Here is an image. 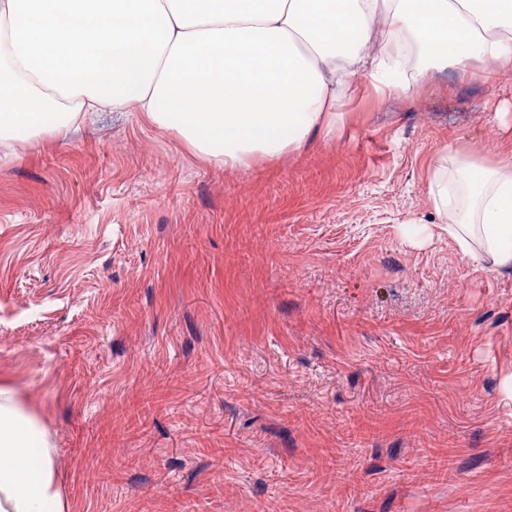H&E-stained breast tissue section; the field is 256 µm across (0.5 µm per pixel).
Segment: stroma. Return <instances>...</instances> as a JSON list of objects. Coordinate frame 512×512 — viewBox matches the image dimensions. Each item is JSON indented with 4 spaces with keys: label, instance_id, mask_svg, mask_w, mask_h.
<instances>
[{
    "label": "stroma",
    "instance_id": "stroma-1",
    "mask_svg": "<svg viewBox=\"0 0 512 512\" xmlns=\"http://www.w3.org/2000/svg\"><path fill=\"white\" fill-rule=\"evenodd\" d=\"M339 110L235 168L134 112L0 142V381L65 512H512V273L428 194L512 156V71Z\"/></svg>",
    "mask_w": 512,
    "mask_h": 512
}]
</instances>
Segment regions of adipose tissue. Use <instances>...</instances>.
Wrapping results in <instances>:
<instances>
[{
    "instance_id": "obj_1",
    "label": "adipose tissue",
    "mask_w": 512,
    "mask_h": 512,
    "mask_svg": "<svg viewBox=\"0 0 512 512\" xmlns=\"http://www.w3.org/2000/svg\"><path fill=\"white\" fill-rule=\"evenodd\" d=\"M412 41L408 80L392 49ZM474 64L512 71V0H0V140L140 112L205 161L273 162L335 131L358 73L385 95ZM429 195L463 259L512 270V157L450 155ZM0 512H64L41 423L6 386Z\"/></svg>"
}]
</instances>
